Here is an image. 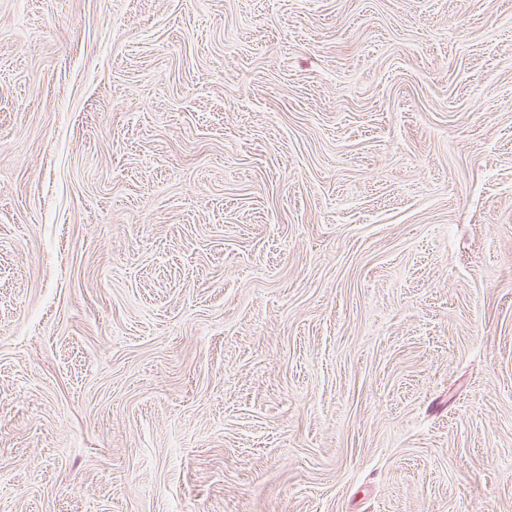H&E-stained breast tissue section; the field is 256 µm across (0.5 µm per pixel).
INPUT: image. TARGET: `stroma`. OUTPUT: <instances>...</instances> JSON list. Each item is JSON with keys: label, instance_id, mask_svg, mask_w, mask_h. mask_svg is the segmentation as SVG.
Returning a JSON list of instances; mask_svg holds the SVG:
<instances>
[{"label": "stroma", "instance_id": "stroma-1", "mask_svg": "<svg viewBox=\"0 0 512 512\" xmlns=\"http://www.w3.org/2000/svg\"><path fill=\"white\" fill-rule=\"evenodd\" d=\"M0 512H512V0H0Z\"/></svg>", "mask_w": 512, "mask_h": 512}]
</instances>
